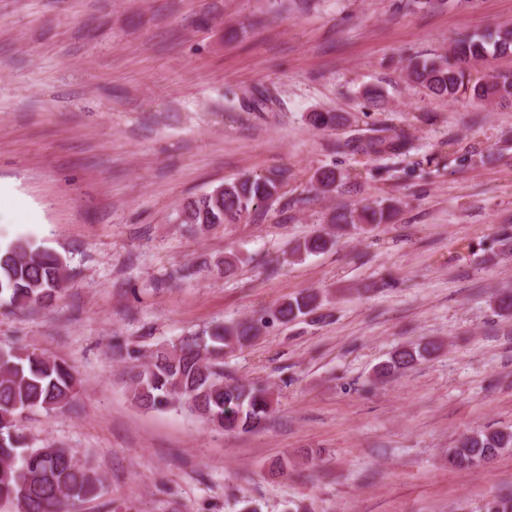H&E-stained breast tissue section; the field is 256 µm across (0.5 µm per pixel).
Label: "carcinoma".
<instances>
[{
  "label": "carcinoma",
  "mask_w": 512,
  "mask_h": 512,
  "mask_svg": "<svg viewBox=\"0 0 512 512\" xmlns=\"http://www.w3.org/2000/svg\"><path fill=\"white\" fill-rule=\"evenodd\" d=\"M512 54V27L473 35L455 44L449 54L411 60L406 77L437 97L464 94L476 102L512 104V71L496 72L488 79L472 80L469 68L487 56ZM308 123L326 130L344 124L336 112H312ZM409 138L402 129L381 128L344 143L336 152L353 150L380 156L399 152ZM285 174L244 175L224 182L182 204V222L204 230L219 224H236L279 197ZM345 176L334 167H323L313 176L316 194L330 196L342 187ZM393 206L382 202L359 209L342 208L330 225L316 230L294 247L297 257L330 249L340 235L371 231L387 223ZM69 273L62 257L36 247L19 236L0 245V301L17 309L52 304L68 287ZM319 295L301 292L258 318L220 323L201 336H187L152 352L147 363L131 378L134 402L146 410H183L215 430L237 433L261 431L273 409L274 396L263 386L245 385L224 376V350H233L260 333L268 324H286L317 313ZM434 342L411 343L396 350L377 374L387 377L432 356ZM80 380L65 361L25 349L0 350V506L9 512H72L77 502L99 495L102 475L81 462L69 448H32L18 428L24 412H46L69 406ZM512 448V429L474 432L448 449V464L470 471L489 463Z\"/></svg>",
  "instance_id": "1"
}]
</instances>
